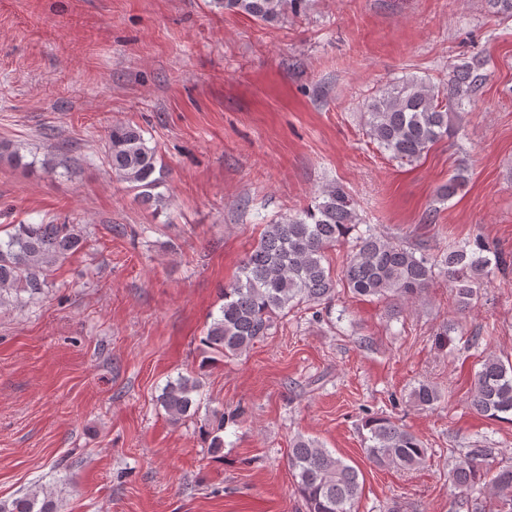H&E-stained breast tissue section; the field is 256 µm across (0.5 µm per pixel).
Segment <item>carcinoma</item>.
<instances>
[{"label":"carcinoma","instance_id":"obj_1","mask_svg":"<svg viewBox=\"0 0 512 512\" xmlns=\"http://www.w3.org/2000/svg\"><path fill=\"white\" fill-rule=\"evenodd\" d=\"M308 0H210L222 12L247 15L274 24L298 15ZM488 59L475 56L449 67L448 79L433 84L406 77L382 89L365 105L364 120L370 136L392 158L419 159L460 128L461 110L486 79ZM0 159L29 166L20 149L0 142ZM106 160L113 176L137 192L140 202L157 212L165 203L159 188L166 185L168 170L143 132L130 125L114 124L108 131ZM467 168L459 167L440 191L453 197L467 183ZM357 227V215L346 193L331 185L322 190L314 205L279 221L264 225L235 279L220 291L222 304L209 316L199 339L203 355L200 367L240 356L257 341L272 334L279 319L302 304L319 306L336 296V277L325 266L327 249L345 240ZM87 245V237L73 224H11L0 237V303L6 294L18 303L33 301L51 287L52 268ZM487 247L476 237L439 259L373 232L352 240L343 278L358 296L411 303L439 274L456 285L458 302L468 306L490 273ZM200 380L180 375L161 389L158 402L169 419L178 423L197 413L201 401ZM410 397L424 408L440 401V393L420 382ZM470 407L492 420L512 421V361L486 357L474 373ZM240 414L214 412L204 434L214 449L223 447L221 433ZM363 444L375 466L414 470L428 460V448L411 431L384 416H368ZM492 448H472L455 461L451 479L470 491L462 502L468 512H486L481 484L488 481L496 497L492 512H512V463L495 462ZM288 468L307 512H357L362 494L359 470L315 439L294 437L288 451ZM0 512H57L48 494L32 492L0 506Z\"/></svg>","mask_w":512,"mask_h":512}]
</instances>
